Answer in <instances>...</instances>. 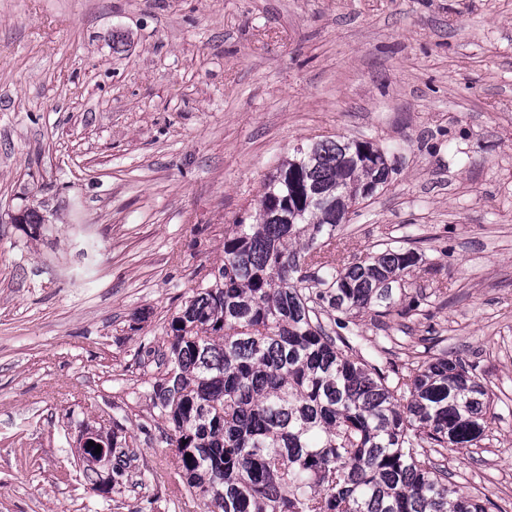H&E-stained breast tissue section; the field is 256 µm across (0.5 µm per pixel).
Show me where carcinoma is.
Listing matches in <instances>:
<instances>
[{
	"mask_svg": "<svg viewBox=\"0 0 512 512\" xmlns=\"http://www.w3.org/2000/svg\"><path fill=\"white\" fill-rule=\"evenodd\" d=\"M390 173L370 141L298 149L172 316L164 370L144 384L171 427L177 491L207 512H487L427 454L483 440L495 413L481 379L446 354L388 368L339 333L373 305L391 312L393 284L420 259L388 243L341 269L332 258L347 208ZM92 435L112 467L86 465L108 494L129 476V446Z\"/></svg>",
	"mask_w": 512,
	"mask_h": 512,
	"instance_id": "carcinoma-1",
	"label": "carcinoma"
}]
</instances>
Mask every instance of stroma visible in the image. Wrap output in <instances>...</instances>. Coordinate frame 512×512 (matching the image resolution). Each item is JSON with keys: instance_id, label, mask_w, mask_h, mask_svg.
I'll return each mask as SVG.
<instances>
[{"instance_id": "stroma-1", "label": "stroma", "mask_w": 512, "mask_h": 512, "mask_svg": "<svg viewBox=\"0 0 512 512\" xmlns=\"http://www.w3.org/2000/svg\"><path fill=\"white\" fill-rule=\"evenodd\" d=\"M326 138L392 167L337 241L422 256L357 327L391 366H473L496 419L443 462L512 512V0H0V512H203L150 353L266 178ZM83 423L121 426L141 484L79 476Z\"/></svg>"}]
</instances>
